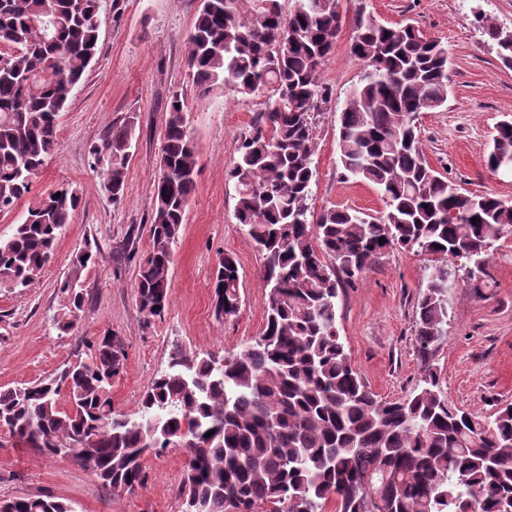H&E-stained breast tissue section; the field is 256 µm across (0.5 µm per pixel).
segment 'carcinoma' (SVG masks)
<instances>
[{
  "label": "carcinoma",
  "instance_id": "obj_1",
  "mask_svg": "<svg viewBox=\"0 0 512 512\" xmlns=\"http://www.w3.org/2000/svg\"><path fill=\"white\" fill-rule=\"evenodd\" d=\"M103 0H0V212L30 192L58 146V116L100 52ZM512 66V39L479 18ZM341 28L339 0H201L188 37L200 99L272 89L226 171L235 218L263 258L269 288L264 328L239 353L172 352L127 414L112 404L126 353L116 337L58 375L0 390V427L29 448L68 457L114 493L145 480L144 461L187 434L181 493L205 512H512V404L489 416L452 404L433 351L448 323V283L459 272L474 292L490 274L495 243L512 237V204L464 192L420 147L417 116L448 99V48L412 25L359 14L350 54L363 74L339 112L343 174L372 184L378 216L351 208L311 210L316 163L313 114L331 98L321 81ZM135 122L114 125L91 152L113 202L125 195ZM197 148L188 106L168 107L155 180L150 252L139 259L136 298L147 318L171 299L169 270L195 191ZM512 163V120L495 129L488 166ZM60 197H55V193ZM81 205L71 188L36 198L0 237V282L32 285ZM478 221H472V218ZM384 242H379V239ZM417 249L435 259L418 298L415 342L423 386L397 400L373 393L352 366L336 327V298L382 254ZM97 255H75L58 284L53 325L71 331L84 306L81 272ZM214 309H240L239 269L225 255ZM69 406L60 404L61 394ZM211 436H206L207 432ZM95 439L86 448V438ZM0 512H73L52 496L0 501Z\"/></svg>",
  "mask_w": 512,
  "mask_h": 512
}]
</instances>
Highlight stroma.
Returning <instances> with one entry per match:
<instances>
[{
	"instance_id": "35a3bbf8",
	"label": "stroma",
	"mask_w": 512,
	"mask_h": 512,
	"mask_svg": "<svg viewBox=\"0 0 512 512\" xmlns=\"http://www.w3.org/2000/svg\"><path fill=\"white\" fill-rule=\"evenodd\" d=\"M200 0H107L101 15L100 51L59 117V145L33 180L29 195L0 214V236H9L33 199L60 186L78 190L80 208L58 239L52 262L28 288L0 284V389L31 384L87 357L94 341L110 333L126 361L112 387L118 410H136L152 380L167 366L174 346L189 352L231 355L262 331L267 288L263 260L234 217L236 201L225 173L264 96L227 92L198 99L187 62V39ZM342 26L321 79L332 98L313 115L317 161L311 208L350 207L369 215L385 209L373 185L344 176L338 125L349 87L362 67L349 47L358 13L381 23L413 24L448 47V101L420 114L422 149L430 165L466 191L492 193L512 204V175L486 164L497 123L512 118V67L476 22L485 15L512 31V0H341ZM184 97L198 150L196 190L186 208L170 267L172 299L163 317L146 319L136 302L135 258L151 248L155 179L167 104ZM136 122L122 203H112L91 167L89 151L112 125ZM91 249L98 264L82 273L85 304L76 327L64 334L52 317L60 304L57 284L76 252ZM238 263L241 306L216 317L214 274L224 255ZM481 292L455 281L448 290V331L434 352L448 400L483 415L512 403V238L500 240ZM432 273L429 256L387 252L337 300L336 322L353 366L385 399L416 388L422 364L414 337L416 303ZM185 453L165 449L147 456L146 481L114 494L67 460L15 445L0 428V500L37 495L69 502L75 512H182Z\"/></svg>"
}]
</instances>
